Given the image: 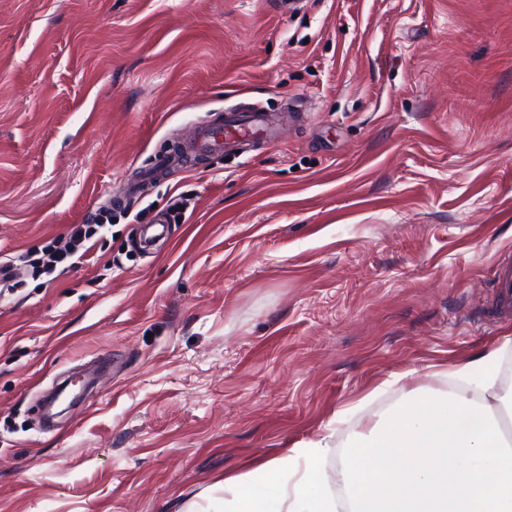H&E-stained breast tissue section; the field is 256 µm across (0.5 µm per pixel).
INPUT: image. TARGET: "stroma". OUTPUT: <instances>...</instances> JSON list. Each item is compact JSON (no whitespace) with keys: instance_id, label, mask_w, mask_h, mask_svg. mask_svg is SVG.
Returning a JSON list of instances; mask_svg holds the SVG:
<instances>
[{"instance_id":"1","label":"stroma","mask_w":512,"mask_h":512,"mask_svg":"<svg viewBox=\"0 0 512 512\" xmlns=\"http://www.w3.org/2000/svg\"><path fill=\"white\" fill-rule=\"evenodd\" d=\"M255 105L278 143L127 195ZM107 208L0 292V512H225L325 437L338 492L357 432L512 337V0H0V262ZM107 226L112 227V212L101 214L95 224L72 225L66 235L56 238L45 247L41 257L30 259L28 255H21L19 261L24 267H31L36 275H45L50 277L48 281H53L65 269L83 260L93 246H88V243ZM496 306L501 316H512V261L495 270Z\"/></svg>"}]
</instances>
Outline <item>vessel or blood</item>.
I'll return each mask as SVG.
<instances>
[{
    "label": "vessel or blood",
    "instance_id": "vessel-or-blood-1",
    "mask_svg": "<svg viewBox=\"0 0 512 512\" xmlns=\"http://www.w3.org/2000/svg\"><path fill=\"white\" fill-rule=\"evenodd\" d=\"M264 112L254 110L228 116L225 122L198 127L194 138L182 149L158 156L153 174L175 172L186 167L196 153L232 150L253 137L271 136ZM496 306L501 315L512 316V261L500 263L495 271Z\"/></svg>",
    "mask_w": 512,
    "mask_h": 512
}]
</instances>
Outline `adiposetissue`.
<instances>
[{"instance_id":"obj_1","label":"adipose tissue","mask_w":512,"mask_h":512,"mask_svg":"<svg viewBox=\"0 0 512 512\" xmlns=\"http://www.w3.org/2000/svg\"><path fill=\"white\" fill-rule=\"evenodd\" d=\"M501 356L496 348L455 370L495 402L458 393L425 398L359 433L341 473L351 512H512V440L501 428L503 419L512 420V396L496 393ZM328 448L320 442L307 451L293 485L295 461L288 455L263 463L264 489L234 479L233 512H272L278 504L285 512H336L321 488Z\"/></svg>"}]
</instances>
